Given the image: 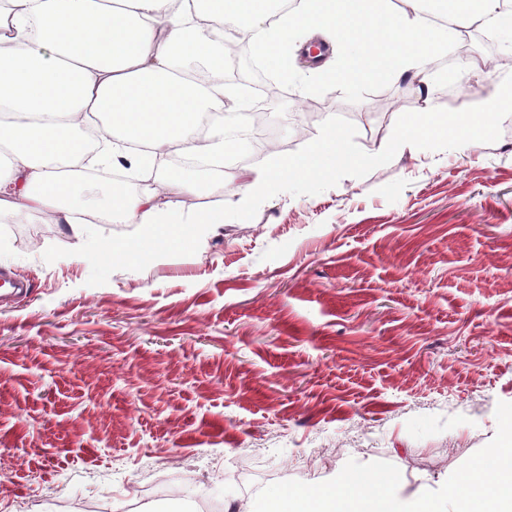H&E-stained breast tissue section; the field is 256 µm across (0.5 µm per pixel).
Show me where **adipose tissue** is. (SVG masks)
Segmentation results:
<instances>
[{"mask_svg":"<svg viewBox=\"0 0 512 512\" xmlns=\"http://www.w3.org/2000/svg\"><path fill=\"white\" fill-rule=\"evenodd\" d=\"M296 0L272 18L270 0H0V215L38 210L46 223L68 225L83 249L94 224H138L124 246L137 260L159 249L206 242L224 224L223 211L192 221L172 209L161 190L135 192L95 181V167L122 157L146 163L175 149L187 155L223 156L237 140L223 122L199 135L197 116L223 112L233 100L240 122L245 101L224 84V38L235 22L252 34V48L273 71L286 70L285 46L298 33L328 27L351 49L326 81L346 83L350 68L424 75L448 33L425 15L464 16L484 26L504 17L507 0ZM383 22L392 35L379 55L362 47L356 28ZM468 114L447 123L423 105L403 127L402 147L419 149L428 138L461 140ZM350 167L335 124L297 157L250 170L235 187V201L262 196L275 176L321 175L326 160Z\"/></svg>","mask_w":512,"mask_h":512,"instance_id":"obj_1","label":"adipose tissue"}]
</instances>
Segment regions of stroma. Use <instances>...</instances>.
I'll use <instances>...</instances> for the list:
<instances>
[{"mask_svg":"<svg viewBox=\"0 0 512 512\" xmlns=\"http://www.w3.org/2000/svg\"><path fill=\"white\" fill-rule=\"evenodd\" d=\"M321 39L289 43L278 138L239 157L300 155L331 118L359 166L276 178L240 212L172 195L187 219L223 209V229L136 263L95 256L134 224L95 225L78 253L65 225L32 243L37 217L0 223V277L29 285L0 300V512H250L259 488L351 459L395 465L406 497L493 439L512 403V111L473 114L470 148L400 152L418 76L324 82L302 54ZM490 60L471 41L490 80L434 111L512 84ZM312 108L322 120L287 119Z\"/></svg>","mask_w":512,"mask_h":512,"instance_id":"1","label":"stroma"}]
</instances>
